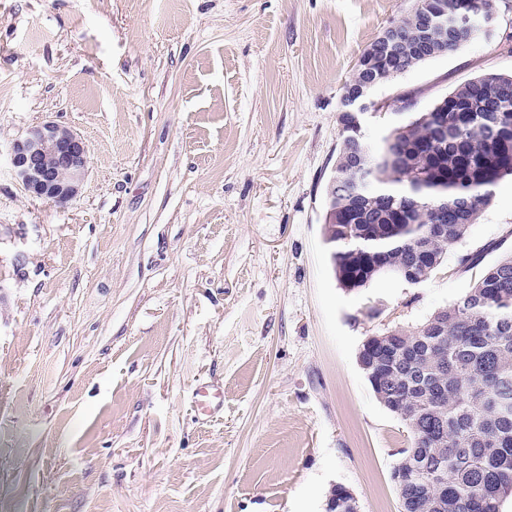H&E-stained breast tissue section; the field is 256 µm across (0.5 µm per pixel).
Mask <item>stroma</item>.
<instances>
[{
	"label": "stroma",
	"mask_w": 512,
	"mask_h": 512,
	"mask_svg": "<svg viewBox=\"0 0 512 512\" xmlns=\"http://www.w3.org/2000/svg\"><path fill=\"white\" fill-rule=\"evenodd\" d=\"M415 0H0V512H400L412 435L358 364L512 251L502 179L439 268L341 288L324 237L343 87ZM459 51L379 87V146L512 72V0ZM88 144L75 200L10 164L33 126ZM224 392L200 417L196 386ZM327 512H357L353 495L343 486H335L329 495Z\"/></svg>",
	"instance_id": "obj_1"
}]
</instances>
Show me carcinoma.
Here are the masks:
<instances>
[{"instance_id":"1","label":"carcinoma","mask_w":512,"mask_h":512,"mask_svg":"<svg viewBox=\"0 0 512 512\" xmlns=\"http://www.w3.org/2000/svg\"><path fill=\"white\" fill-rule=\"evenodd\" d=\"M495 0H416L385 47L371 42L348 83L389 82L458 51L478 27L425 34L428 15H476ZM512 177V73H488L413 113L371 149L343 119L326 186L324 236L338 283L381 273L425 281L464 238L498 182ZM359 365L377 400L412 433L391 471L403 512H501L512 495V252L459 301L413 331L371 336ZM327 512H356L335 486Z\"/></svg>"}]
</instances>
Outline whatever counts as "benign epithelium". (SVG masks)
<instances>
[{"label":"benign epithelium","instance_id":"1","mask_svg":"<svg viewBox=\"0 0 512 512\" xmlns=\"http://www.w3.org/2000/svg\"><path fill=\"white\" fill-rule=\"evenodd\" d=\"M374 83L349 88L340 98L339 112L351 115L358 127L366 116L389 107L372 98ZM88 146L69 128L47 122L31 128L16 141L10 154L14 176L31 197L66 204L79 191L87 173Z\"/></svg>","mask_w":512,"mask_h":512}]
</instances>
